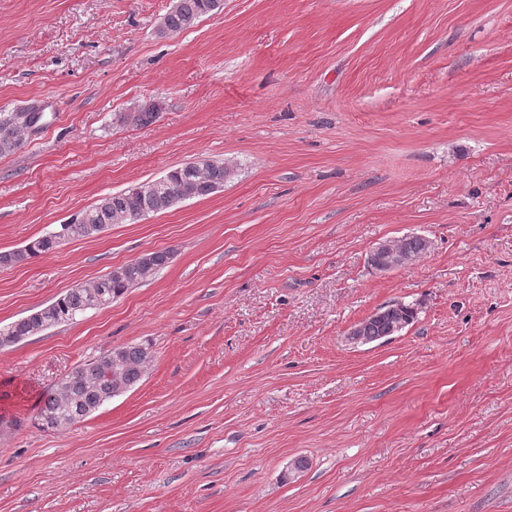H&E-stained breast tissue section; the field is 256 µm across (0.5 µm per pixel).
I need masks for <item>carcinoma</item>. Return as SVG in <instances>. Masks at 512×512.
<instances>
[{
  "mask_svg": "<svg viewBox=\"0 0 512 512\" xmlns=\"http://www.w3.org/2000/svg\"><path fill=\"white\" fill-rule=\"evenodd\" d=\"M224 8L223 0H174L171 9L157 25L155 33L169 38L190 29L198 21ZM25 113L0 112V156L15 153L29 135ZM231 169L222 161L201 159L169 169L161 177L134 184L127 189L105 195L82 209L70 221L60 225L67 240L95 239L114 224H129L131 216L146 217L172 208L176 203L205 198L224 187ZM399 247L414 256L426 252V244L409 235L398 240ZM61 242L46 233L23 248L0 252V268L11 267L31 259L47 256ZM169 250L147 253L140 261H130L110 271L89 286L73 288L51 303L48 313L30 314L4 328L0 347L17 344L49 329L50 320L63 323L74 320L89 310L100 309L121 297L129 288L143 280L146 273H155L170 263ZM416 309L405 302L381 308L380 314L364 323L363 336H386L400 323H411ZM153 359L152 351L141 344H128L80 364L62 375L40 399L38 418L48 429L67 427L77 418L85 419L113 397L138 385L146 367Z\"/></svg>",
  "mask_w": 512,
  "mask_h": 512,
  "instance_id": "cac0c4a2",
  "label": "carcinoma"
}]
</instances>
